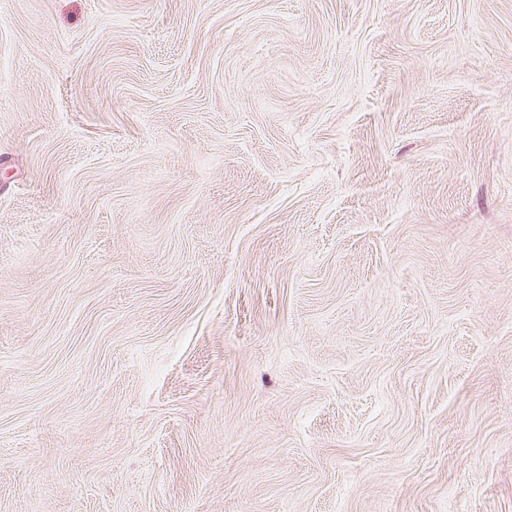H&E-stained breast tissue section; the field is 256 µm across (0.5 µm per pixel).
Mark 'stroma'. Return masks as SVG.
<instances>
[{
    "label": "stroma",
    "instance_id": "stroma-1",
    "mask_svg": "<svg viewBox=\"0 0 512 512\" xmlns=\"http://www.w3.org/2000/svg\"><path fill=\"white\" fill-rule=\"evenodd\" d=\"M0 512H512V0H0Z\"/></svg>",
    "mask_w": 512,
    "mask_h": 512
}]
</instances>
